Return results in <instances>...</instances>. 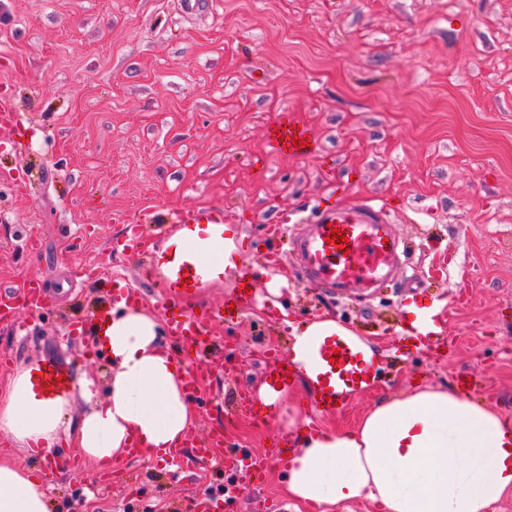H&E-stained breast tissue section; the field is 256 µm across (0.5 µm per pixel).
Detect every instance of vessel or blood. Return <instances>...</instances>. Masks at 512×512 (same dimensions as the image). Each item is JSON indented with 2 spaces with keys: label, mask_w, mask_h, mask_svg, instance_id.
Returning <instances> with one entry per match:
<instances>
[{
  "label": "vessel or blood",
  "mask_w": 512,
  "mask_h": 512,
  "mask_svg": "<svg viewBox=\"0 0 512 512\" xmlns=\"http://www.w3.org/2000/svg\"><path fill=\"white\" fill-rule=\"evenodd\" d=\"M273 147L298 154L295 139H306V129L290 125L287 116H280L269 129ZM176 224L188 234L179 248L156 252L158 263L168 271L164 279V296L158 309L164 315L173 335L188 346L201 349L206 343V327L212 320H235L240 311L250 304L252 297L246 286L253 281L248 266H241L236 288L225 294L224 301L207 312L191 308L204 282L196 260L197 242L192 232L195 227L210 224L223 225L224 212L220 209H193L179 214ZM346 231L348 242L339 246L332 241V229ZM289 239L295 262L307 281L336 296L353 293H374L382 284L393 279L403 253V243L394 231L383 208L368 200L354 203L329 202L321 205L311 223L290 229ZM453 307H442L437 314L426 315L424 335L434 353L443 355L447 344L440 330L453 315ZM319 357L325 372L314 383L310 394L312 409L318 413L337 411L341 402V388L360 390L373 384V372L359 352L338 338L328 340L320 349ZM293 364L287 356L270 353L266 358L264 380L270 386L287 383L294 377ZM201 457H223L225 462L242 469L245 474H259L266 468L265 460H257L246 451L228 447L223 436L210 439L200 446Z\"/></svg>",
  "instance_id": "b4317fda"
}]
</instances>
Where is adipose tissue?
<instances>
[{"label":"adipose tissue","mask_w":512,"mask_h":512,"mask_svg":"<svg viewBox=\"0 0 512 512\" xmlns=\"http://www.w3.org/2000/svg\"><path fill=\"white\" fill-rule=\"evenodd\" d=\"M162 333L156 315L119 300L92 328L112 366L105 398L92 402L82 383L44 391L37 369H25L0 390V436L50 462L63 435L103 467L135 440L146 458L165 460L192 432L195 416L186 369L161 344ZM332 337L366 362L378 358L370 341L319 317L292 336L290 360L304 383L316 381L319 348ZM80 400L92 406L71 420ZM294 437L285 491L317 512H350L359 501L376 512H488L512 495V421L453 388L416 384L380 402L354 429L306 424ZM0 512H49L37 474L0 461Z\"/></svg>","instance_id":"adipose-tissue-1"}]
</instances>
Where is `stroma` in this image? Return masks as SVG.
<instances>
[{
  "mask_svg": "<svg viewBox=\"0 0 512 512\" xmlns=\"http://www.w3.org/2000/svg\"><path fill=\"white\" fill-rule=\"evenodd\" d=\"M2 99L14 124L0 131V286L37 282L50 303L0 317V389L47 362L103 400L109 366L84 353L78 322L119 282L152 309L162 294L151 253L122 250L127 226L157 241L206 207L228 214L254 291L238 320L207 328L198 439L220 426L260 459L289 440L286 419L229 420L224 407L260 382L267 351L288 352L294 328L325 314L378 346L382 377L319 424L355 428L413 382L451 387L461 371L512 418V0H0ZM279 113L315 154L272 148ZM330 197L385 204L407 245L397 284L334 297L284 253L273 298L268 225ZM460 290L470 302L446 329L448 360L402 358L413 309ZM0 458L54 474L53 512H188L230 479L229 512L260 499L315 512L288 499L273 464L238 480L191 453L173 470L125 459L103 479L90 460L57 472L1 437Z\"/></svg>",
  "mask_w": 512,
  "mask_h": 512,
  "instance_id": "35a3bbf8",
  "label": "stroma"
}]
</instances>
